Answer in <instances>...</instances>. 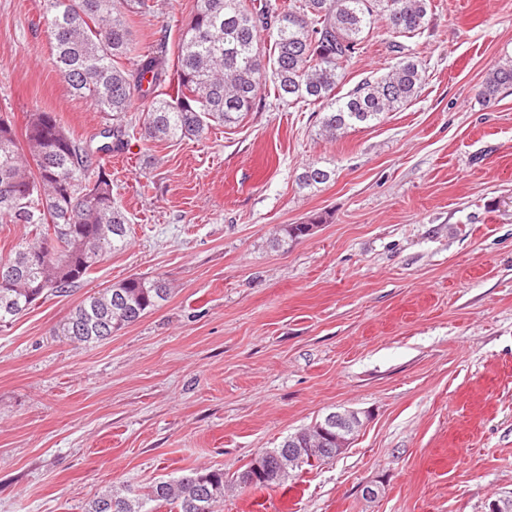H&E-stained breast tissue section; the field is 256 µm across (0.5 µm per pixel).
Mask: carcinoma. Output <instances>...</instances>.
<instances>
[{"mask_svg":"<svg viewBox=\"0 0 512 512\" xmlns=\"http://www.w3.org/2000/svg\"><path fill=\"white\" fill-rule=\"evenodd\" d=\"M428 0H197L183 31L177 65L164 45L144 51L128 14L148 11V0H43V23L52 39L55 64L70 92L91 102L105 119L103 137L122 135L134 93L151 98L145 135L152 140L207 138L213 125H231L253 109L260 85L270 81L279 99L319 107V135L376 121L418 96L423 67L404 54L386 75L336 94L342 72L360 52L364 33L376 21L393 38H412L429 21ZM267 32L265 48L260 32ZM165 97L156 96L159 87ZM512 88V64L495 66L478 91L490 102ZM21 151L15 128L0 118V219L27 224L30 236L0 258V327L38 300L66 296L104 258L129 244L128 219L114 200L112 179L91 151L50 112H32ZM334 170L315 164L297 176L302 188L332 179ZM315 223L287 224L276 244L312 233ZM161 277H129L84 299L63 332L85 344L108 339L170 298ZM302 429L277 448L259 453L237 475L244 488L280 484L301 469L295 448H320L317 462L335 458L334 444L317 426ZM224 471L189 470L149 486L144 497L114 490L95 496L86 512H148L150 502L170 512H216L224 500Z\"/></svg>","mask_w":512,"mask_h":512,"instance_id":"cac0c4a2","label":"carcinoma"}]
</instances>
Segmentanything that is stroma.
<instances>
[{"instance_id":"35a3bbf8","label":"stroma","mask_w":512,"mask_h":512,"mask_svg":"<svg viewBox=\"0 0 512 512\" xmlns=\"http://www.w3.org/2000/svg\"><path fill=\"white\" fill-rule=\"evenodd\" d=\"M130 24L176 60L197 0H152ZM43 0H0V117L54 113L102 143L103 120L53 61ZM404 45L418 97L380 122L318 134L311 105L261 86L234 126L151 141L134 97L100 155L129 220L126 249L64 297L0 327V512H84L98 493L223 470L219 512H489L512 498V0H430ZM370 31L338 87L390 71ZM314 163L334 177L300 188ZM322 224L279 247L283 225ZM163 277L161 307L100 343L63 333L86 296ZM362 425L335 459L263 489L258 453L331 412ZM378 488L377 497L364 493ZM511 88L512 64L497 65L488 73L478 91V98L484 103H489L500 91Z\"/></svg>"}]
</instances>
